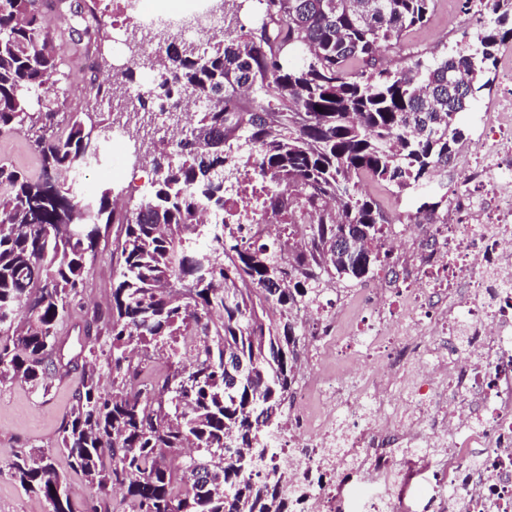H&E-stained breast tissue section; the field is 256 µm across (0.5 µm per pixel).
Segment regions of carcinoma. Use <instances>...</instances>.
I'll return each mask as SVG.
<instances>
[{
  "label": "carcinoma",
  "instance_id": "obj_1",
  "mask_svg": "<svg viewBox=\"0 0 512 512\" xmlns=\"http://www.w3.org/2000/svg\"><path fill=\"white\" fill-rule=\"evenodd\" d=\"M436 0H224L228 27L203 50L170 41L159 91L203 102L172 114L175 151L151 141L157 179L134 210L112 187L85 195L73 176L90 137L107 127L80 106L44 95L62 75L100 66L110 16L73 0H0V133L21 130L37 155L35 178L0 163V381L47 394L81 369L58 453L91 489L83 512H280L266 485L243 473L267 456L292 391L301 335L291 310L315 303L319 281L361 280L380 262L392 223L361 188L368 176L397 194L422 189L448 166L458 126L485 73L512 43V0L456 54L390 67L383 52L429 24ZM67 37L79 71H63ZM271 187L286 218L275 240L239 224H202L224 206V180ZM101 224L125 225L123 268L111 289L110 344L83 330L67 358L58 327L85 284ZM161 352L152 382L133 354ZM112 372L101 385L98 365ZM192 449L180 467L166 454ZM12 477L47 512H77L69 473L40 448L14 457Z\"/></svg>",
  "mask_w": 512,
  "mask_h": 512
}]
</instances>
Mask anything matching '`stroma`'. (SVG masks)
Instances as JSON below:
<instances>
[{
    "label": "stroma",
    "mask_w": 512,
    "mask_h": 512,
    "mask_svg": "<svg viewBox=\"0 0 512 512\" xmlns=\"http://www.w3.org/2000/svg\"><path fill=\"white\" fill-rule=\"evenodd\" d=\"M479 28L468 0H436L430 25L408 35L389 52L386 62L407 66L418 56L428 60L444 56L474 38ZM96 161L88 173L91 184H110L122 194L125 208H134L150 194L155 172L152 165L135 157L133 146L115 147L101 140ZM123 240V225H101L95 255L87 264L86 289L73 304L71 323L107 312L112 281L121 270ZM79 377L73 371L54 378L46 395L32 392L19 381L0 382V512H45L42 499L25 493L12 479L8 464L18 452L57 447Z\"/></svg>",
    "instance_id": "1"
}]
</instances>
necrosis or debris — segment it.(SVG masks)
<instances>
[{
  "label": "necrosis or debris",
  "instance_id": "necrosis-or-debris-1",
  "mask_svg": "<svg viewBox=\"0 0 512 512\" xmlns=\"http://www.w3.org/2000/svg\"><path fill=\"white\" fill-rule=\"evenodd\" d=\"M112 49L132 32L194 38L224 28L213 0L178 12L113 0ZM503 91L456 155L461 177L433 210L396 198L379 242L389 267L335 308L293 309L308 328L309 369L288 400L277 446L250 482L279 480L283 512H403L380 496L419 471L444 491L437 512H512V47ZM266 183L227 188L243 233L273 223ZM421 454L399 466V451Z\"/></svg>",
  "mask_w": 512,
  "mask_h": 512
}]
</instances>
